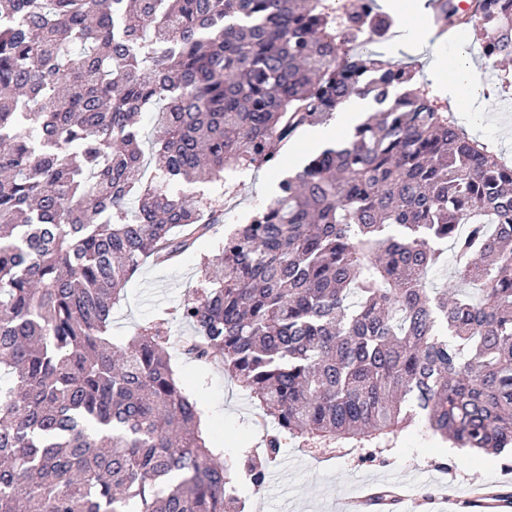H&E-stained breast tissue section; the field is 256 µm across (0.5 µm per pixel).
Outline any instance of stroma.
<instances>
[{
  "instance_id": "stroma-1",
  "label": "stroma",
  "mask_w": 512,
  "mask_h": 512,
  "mask_svg": "<svg viewBox=\"0 0 512 512\" xmlns=\"http://www.w3.org/2000/svg\"><path fill=\"white\" fill-rule=\"evenodd\" d=\"M420 30L422 45L408 41L396 25L390 38L373 42L372 47L385 58L415 64L421 79L431 84L441 102L449 100L448 81L438 71L442 58L468 55L474 64V80L481 86L495 82L502 71L512 72V62L496 63L483 57L470 30H459L452 39L436 36L427 23ZM504 104L503 96L487 97L483 111H460L456 117L470 136L512 159V111H505ZM311 153L309 137L304 134L298 147L288 149L277 168L247 169L228 174L226 181H198L188 189L220 199L225 183L236 185L238 195L218 227L219 235H224L245 223L255 206L271 199L279 181L299 169ZM217 252L218 240L213 237L199 241L194 252L177 264L145 262L127 283L115 309L114 335L131 336L152 316L174 310L192 297L202 259ZM170 334L176 340L169 350L172 367L201 412V428L216 460L242 457L264 468L268 475L259 487L241 478L238 496L244 512H336L337 500L355 494L364 483L381 491L409 486L415 497L410 512H470L467 495L479 486L512 494V450L500 454L467 452L451 447L418 424L403 430L393 448L384 452L289 438L276 457H267L263 440L274 423L260 415L256 399L237 386L222 367L183 353L178 341L190 336L188 326L171 320Z\"/></svg>"
}]
</instances>
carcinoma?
Returning <instances> with one entry per match:
<instances>
[{
	"label": "carcinoma",
	"instance_id": "obj_1",
	"mask_svg": "<svg viewBox=\"0 0 512 512\" xmlns=\"http://www.w3.org/2000/svg\"><path fill=\"white\" fill-rule=\"evenodd\" d=\"M512 60V0H479ZM439 27L453 0H428ZM377 0H0V512H243L167 358L169 321L112 334L148 259L216 233L181 190L276 166L353 96L375 114L224 235L177 309L279 431L512 447V164L363 38ZM158 112L141 149L142 112ZM451 281L430 286L448 270Z\"/></svg>",
	"mask_w": 512,
	"mask_h": 512
}]
</instances>
